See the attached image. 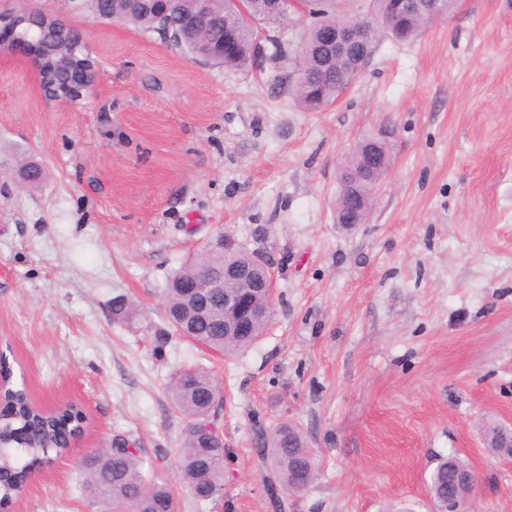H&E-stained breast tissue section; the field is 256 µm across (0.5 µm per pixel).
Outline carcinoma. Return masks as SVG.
Returning a JSON list of instances; mask_svg holds the SVG:
<instances>
[{"mask_svg":"<svg viewBox=\"0 0 512 512\" xmlns=\"http://www.w3.org/2000/svg\"><path fill=\"white\" fill-rule=\"evenodd\" d=\"M94 13H116V20L136 30L151 32L156 26V16L139 10L131 0H89ZM190 0H169L166 24L173 35L172 44L193 56L196 43L192 34L181 27L182 15ZM370 19L363 20L347 14L340 0H309V24L298 46L301 55L315 59L323 50L326 30L336 26L360 23L364 26V42L368 49L382 37L410 39L427 24L413 0H405L407 7L395 15L386 8V0H369ZM268 0H245L248 16L243 17L232 0H216L213 3L215 17L212 20L209 39L216 43L224 36V24L240 20L237 54L222 61L227 67L242 68L256 62V46L250 21H266L279 24L288 18L267 17ZM26 38L35 44L49 41L52 71L45 80L47 89L56 88L67 67L72 65L84 46L76 33L63 38H53L44 29L29 26ZM354 76L339 70L336 76L326 79L311 63L302 75L288 83L295 103L307 111H317L338 101ZM365 143L358 144L348 155L337 173V197L335 218L338 224H350L355 218L345 203L351 185L355 184L365 165ZM242 251L207 254L192 259L173 271L164 290V314L170 328L167 337L185 338L208 350L233 354L245 350L260 339L269 318L256 325L253 336H232L224 333V289L214 288L210 295L211 314L201 318L195 297L181 284L206 274L217 276L224 268L242 264ZM11 371L6 359L0 357V383L7 398L6 410L0 413V446L9 447L0 453V505L12 503L18 498L32 474L48 461L69 451L68 441L85 426V414L77 404L68 403L58 409L46 411L34 406L24 388L10 386ZM174 407L189 419V425L180 442L178 468L182 480L195 498L201 502L220 495L224 489V441L206 431L215 412V402L222 393L208 371L202 368H184L172 379L168 387ZM264 459L268 468L266 478L270 496H278V488L299 490L310 484L319 473L320 464L305 446L299 431L280 424L263 436ZM85 474L84 489L93 498L112 507V512H174L175 501L171 489L155 482L144 472L143 457L137 448L129 444L115 445L89 453L82 461ZM467 466L460 459L448 466V460L437 463L430 476V494L441 508L445 496L456 491L455 469Z\"/></svg>","mask_w":512,"mask_h":512,"instance_id":"obj_1","label":"carcinoma"}]
</instances>
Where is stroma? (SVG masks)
<instances>
[{
  "label": "stroma",
  "mask_w": 512,
  "mask_h": 512,
  "mask_svg": "<svg viewBox=\"0 0 512 512\" xmlns=\"http://www.w3.org/2000/svg\"><path fill=\"white\" fill-rule=\"evenodd\" d=\"M35 7L85 37L90 98L46 103L22 55L0 51V349L33 403H79L78 445L8 512H106L82 460L140 448L175 512H435L436 457L463 459L476 512H512V0H457L415 39L376 42L342 99L292 100L291 58L195 62L88 0ZM363 139L389 167L368 222L334 220L336 175ZM41 164L23 186L22 163ZM227 242L277 274L272 320L222 356L162 342L168 273ZM137 302L112 318V299ZM209 371L224 402V490L199 504L177 471L186 418L167 385ZM288 422L320 462L299 492H265L262 431Z\"/></svg>",
  "instance_id": "stroma-1"
}]
</instances>
